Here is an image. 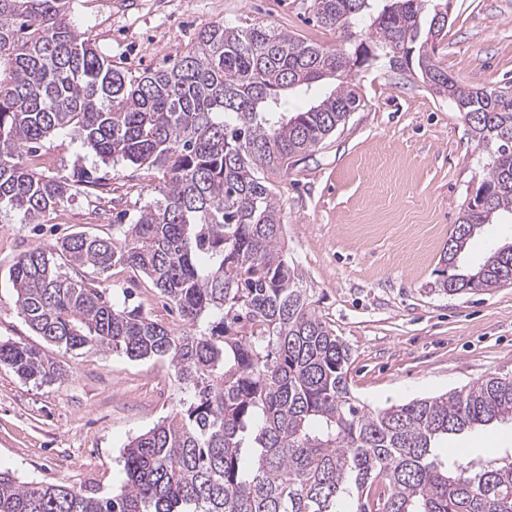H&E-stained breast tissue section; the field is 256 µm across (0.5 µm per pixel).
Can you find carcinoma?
I'll return each mask as SVG.
<instances>
[{
	"mask_svg": "<svg viewBox=\"0 0 512 512\" xmlns=\"http://www.w3.org/2000/svg\"><path fill=\"white\" fill-rule=\"evenodd\" d=\"M448 0H311L336 46L263 21L207 25L172 66L139 75L77 34L70 0H0V205L32 221L72 197L24 162L59 130L105 163L159 170L160 198L112 236L77 233L24 252L17 313L46 343L170 362L175 412L123 448L112 494L23 483L0 471V512H512V453L449 457L440 441L512 421V376L370 411L353 395L349 346L316 310L284 249L267 175L324 142L361 106L352 76L372 59L420 73L487 151L448 251L512 215V86L458 83L437 61ZM338 84L294 112L283 97ZM490 248L472 273L441 270L457 295L512 285ZM149 278L189 325L176 333L111 303L85 268ZM64 377L40 348L0 340V366Z\"/></svg>",
	"mask_w": 512,
	"mask_h": 512,
	"instance_id": "1",
	"label": "carcinoma"
}]
</instances>
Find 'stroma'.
Returning a JSON list of instances; mask_svg holds the SVG:
<instances>
[{
  "mask_svg": "<svg viewBox=\"0 0 512 512\" xmlns=\"http://www.w3.org/2000/svg\"><path fill=\"white\" fill-rule=\"evenodd\" d=\"M310 0H72L75 30L135 71L171 66L213 22L260 18L332 45ZM438 59L467 85L512 83V0H456ZM363 102L336 133L272 178L285 247L317 311L349 345L354 395L368 409L449 393L512 373V285L449 296L436 283L460 207L489 161L459 112L414 75L382 61L356 75ZM29 165L67 179L69 203L29 223L0 208V338L43 348L64 379L36 384L0 366V469L23 482L104 491L123 478L128 441L171 414L179 392L161 359L68 351L43 343L18 315L9 271L23 252L79 230L112 233L155 196L157 171L102 162L69 131ZM111 302L174 331L180 319L146 277L117 266L98 276ZM492 459L512 451V423L449 438Z\"/></svg>",
  "mask_w": 512,
  "mask_h": 512,
  "instance_id": "35a3bbf8",
  "label": "stroma"
}]
</instances>
